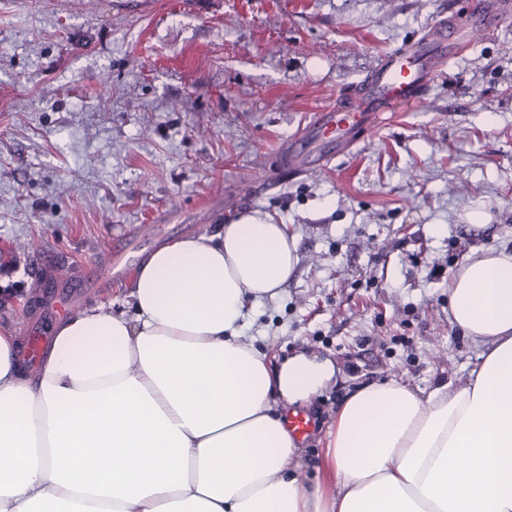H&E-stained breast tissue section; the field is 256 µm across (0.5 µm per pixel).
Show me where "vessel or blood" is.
<instances>
[{
	"label": "vessel or blood",
	"mask_w": 512,
	"mask_h": 512,
	"mask_svg": "<svg viewBox=\"0 0 512 512\" xmlns=\"http://www.w3.org/2000/svg\"><path fill=\"white\" fill-rule=\"evenodd\" d=\"M472 15L484 27L494 28L501 18L512 15V0H475ZM467 40V29L440 22L430 28L422 42L383 55L365 79V98L354 107L331 106L318 112L283 153L282 168L299 173L309 167L313 160L310 142L314 139L329 151H348L360 130L381 121L383 114L420 99L439 62L454 57L457 46ZM45 266L52 271L43 281L45 289L82 288L87 283L81 274L62 275V262L49 260Z\"/></svg>",
	"instance_id": "b4317fda"
}]
</instances>
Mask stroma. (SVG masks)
Returning a JSON list of instances; mask_svg holds the SVG:
<instances>
[{"mask_svg":"<svg viewBox=\"0 0 512 512\" xmlns=\"http://www.w3.org/2000/svg\"><path fill=\"white\" fill-rule=\"evenodd\" d=\"M474 2L0 0V328L23 339L40 320L45 258L100 274L71 311L120 312L131 280L109 278L106 242L139 263L258 210L300 261L248 333L276 360L336 368L302 410L303 479L355 389L468 378L482 348L449 323L448 284L475 248L512 249V16L325 166L288 177L274 156L314 113L352 104L383 54L470 23Z\"/></svg>","mask_w":512,"mask_h":512,"instance_id":"35a3bbf8","label":"stroma"}]
</instances>
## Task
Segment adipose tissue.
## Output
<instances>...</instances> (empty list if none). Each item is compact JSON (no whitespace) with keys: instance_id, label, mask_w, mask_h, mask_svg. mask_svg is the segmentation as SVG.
<instances>
[{"instance_id":"1","label":"adipose tissue","mask_w":512,"mask_h":512,"mask_svg":"<svg viewBox=\"0 0 512 512\" xmlns=\"http://www.w3.org/2000/svg\"><path fill=\"white\" fill-rule=\"evenodd\" d=\"M299 261L253 213L167 242L138 267L132 314L108 302L58 327L36 373L0 330V512H512V251L452 273L448 319L484 351L467 380L391 379L340 405L314 483L285 408L336 370L272 364L245 334Z\"/></svg>"}]
</instances>
